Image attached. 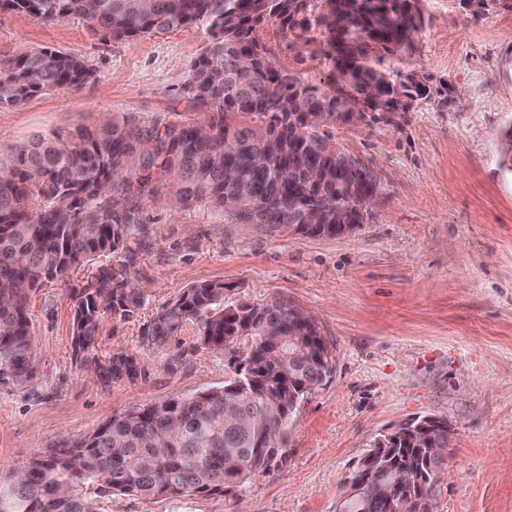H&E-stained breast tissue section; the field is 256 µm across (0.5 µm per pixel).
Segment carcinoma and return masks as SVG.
Returning a JSON list of instances; mask_svg holds the SVG:
<instances>
[{"mask_svg": "<svg viewBox=\"0 0 512 512\" xmlns=\"http://www.w3.org/2000/svg\"><path fill=\"white\" fill-rule=\"evenodd\" d=\"M422 0H0V14L26 13L53 23L80 18L105 40L162 34L203 21L208 36L192 66L188 96L196 112L144 135L107 120L77 134L54 132L19 149L0 172V384L24 388L36 378L30 291L84 270L74 296L77 363L107 384L137 375V357L98 353L103 314L124 319L145 305L130 269L143 224L142 200L173 178L184 208L201 202L226 224H265L317 236L364 223L379 186L359 157L330 134L361 125L402 129L410 101L429 93L415 75L397 84L373 54L411 52L424 25ZM264 23L299 29L313 56L333 72L325 91L278 70L254 35ZM91 82L71 53L34 50L0 59V105L19 106L50 91ZM207 130L199 142L193 128ZM37 206H30L31 202ZM117 267H94L104 254ZM224 284H192L144 325L142 343L164 347L186 323L198 345L233 351L224 387L137 407L84 439L40 454L0 478V512H96L93 495L120 492L172 497L222 493L270 470L272 442L283 448L298 406L331 373L319 325L275 298L226 308ZM448 429L416 422L376 447L375 470L339 512H423L418 487L384 497L388 467L423 477L431 491L443 463L432 449Z\"/></svg>", "mask_w": 512, "mask_h": 512, "instance_id": "carcinoma-1", "label": "carcinoma"}]
</instances>
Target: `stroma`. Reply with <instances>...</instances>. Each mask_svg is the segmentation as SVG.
I'll return each mask as SVG.
<instances>
[{
  "label": "stroma",
  "instance_id": "stroma-1",
  "mask_svg": "<svg viewBox=\"0 0 512 512\" xmlns=\"http://www.w3.org/2000/svg\"><path fill=\"white\" fill-rule=\"evenodd\" d=\"M412 52L391 73L427 76L402 129H339L337 145L374 167L379 190L365 223L334 237L227 224L202 204H141L133 279L139 316L105 313L98 350L139 358L132 379L89 381L74 359L72 295L83 274L31 291L37 376L0 385V473L23 469L60 441H79L135 407L223 387L231 351L198 346L195 325L166 347L141 346L152 312L195 283H224V304L281 296L316 318L333 357L330 377L290 421L285 462L245 486L211 495L98 496L97 512H337L373 440L424 416L448 422L452 446L437 484L438 512H512V8L423 0ZM278 69L326 88L330 72L302 38L257 28ZM205 25L103 41L78 18L54 24L0 15V57L49 48L78 55L92 82L0 106V166L36 134L73 133L114 117L143 130L193 110L184 87ZM450 92L440 95V84Z\"/></svg>",
  "mask_w": 512,
  "mask_h": 512
}]
</instances>
